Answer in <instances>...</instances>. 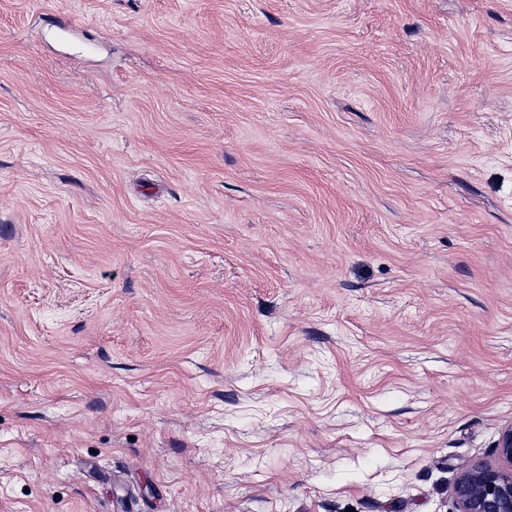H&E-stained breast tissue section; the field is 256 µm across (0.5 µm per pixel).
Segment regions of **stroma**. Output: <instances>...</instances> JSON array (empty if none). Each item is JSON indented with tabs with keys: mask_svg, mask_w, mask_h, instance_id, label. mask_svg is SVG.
<instances>
[{
	"mask_svg": "<svg viewBox=\"0 0 512 512\" xmlns=\"http://www.w3.org/2000/svg\"><path fill=\"white\" fill-rule=\"evenodd\" d=\"M512 423V0H0V512H456Z\"/></svg>",
	"mask_w": 512,
	"mask_h": 512,
	"instance_id": "35a3bbf8",
	"label": "stroma"
}]
</instances>
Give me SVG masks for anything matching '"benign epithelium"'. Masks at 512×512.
<instances>
[{"mask_svg":"<svg viewBox=\"0 0 512 512\" xmlns=\"http://www.w3.org/2000/svg\"><path fill=\"white\" fill-rule=\"evenodd\" d=\"M494 464H466L454 484L458 512H512V424L504 427Z\"/></svg>","mask_w":512,"mask_h":512,"instance_id":"benign-epithelium-1","label":"benign epithelium"}]
</instances>
